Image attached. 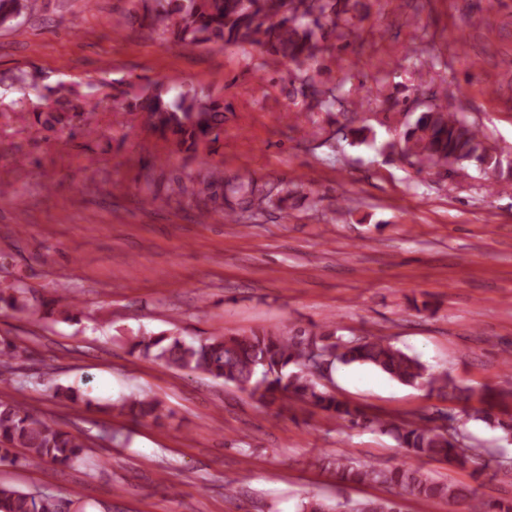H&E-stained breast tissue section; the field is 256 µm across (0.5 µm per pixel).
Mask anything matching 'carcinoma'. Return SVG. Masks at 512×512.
Returning <instances> with one entry per match:
<instances>
[{
  "label": "carcinoma",
  "instance_id": "cac0c4a2",
  "mask_svg": "<svg viewBox=\"0 0 512 512\" xmlns=\"http://www.w3.org/2000/svg\"><path fill=\"white\" fill-rule=\"evenodd\" d=\"M143 14H128L118 20L123 26L139 19L158 29L161 35L192 51L212 44L228 48L258 47L294 66L290 81L292 93L310 97L309 110L330 112L341 101L343 84L326 85L319 79L318 58L330 40L350 36L358 16L359 0H141ZM38 10V0H0V25L23 13ZM122 112H135L142 124L165 138L173 137L180 152L199 156L216 142L224 125V102L203 91L181 92L175 97L154 86L141 89L116 104ZM408 164L418 170L437 165H474L493 180L488 190L499 193L512 187V166L504 165L485 133L462 112H450L436 105L406 122L398 131ZM223 190L227 217L234 224L251 210L262 212L275 205L284 206L293 192L275 199L255 180H224L217 167L207 168L200 182L179 180L172 188L178 195H191L207 207L217 202L214 188ZM0 305L14 310L26 307L23 289L9 285L0 289ZM130 354L159 361L170 369L204 374L246 392L265 406L277 399L301 403L319 410L336 422L353 426L378 427L394 433L400 447L415 458H444L461 465L473 464L480 473L490 468L494 454L487 448L467 443L463 426L450 416L448 427L432 420L405 422L384 419L359 405L340 399L322 383L336 364L368 365L391 379L412 387H423L450 399L468 402L475 391L460 386L447 373L435 374L415 356L396 347L386 336L368 335L343 339L329 323L309 327L292 326L284 332H253L249 335H215L195 343L168 335L141 333L127 338ZM21 348L0 340V376L12 385V361ZM53 396L72 403L82 402L101 411L129 417L135 422H158L165 407L149 393L132 394L101 405L71 385L57 384ZM512 398V390L485 388L474 417L501 431V439L512 442V414L496 412L500 402ZM85 441L60 429L14 397L0 398V464L24 459L32 466L50 463L72 467L86 455ZM338 484L382 485L398 488L424 501L465 504L467 512H512V501L485 503L475 493L454 483L441 481L421 468L404 463L381 468L358 463L345 454L319 462ZM75 501L66 497L37 494L0 484V512H63ZM301 512H338L337 506L323 498H312L301 505ZM355 512H401L397 502L374 499Z\"/></svg>",
  "mask_w": 512,
  "mask_h": 512
}]
</instances>
